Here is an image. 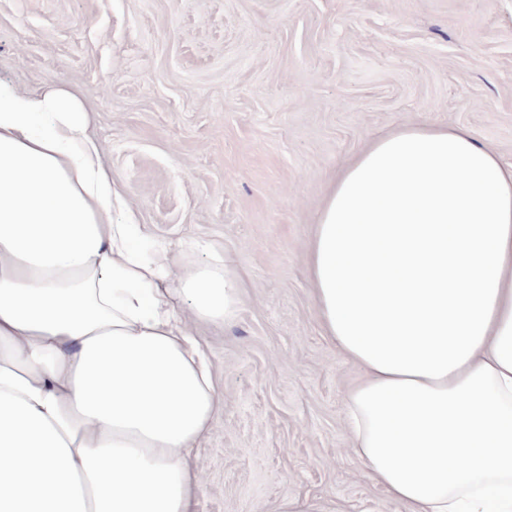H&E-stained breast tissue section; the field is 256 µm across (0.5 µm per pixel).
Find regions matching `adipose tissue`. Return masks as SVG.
Returning <instances> with one entry per match:
<instances>
[{"label":"adipose tissue","mask_w":512,"mask_h":512,"mask_svg":"<svg viewBox=\"0 0 512 512\" xmlns=\"http://www.w3.org/2000/svg\"><path fill=\"white\" fill-rule=\"evenodd\" d=\"M308 258L364 371V471L403 512H512V165L401 128L341 171ZM244 300L137 223L74 93L0 82V512H192L224 405L197 326Z\"/></svg>","instance_id":"1"}]
</instances>
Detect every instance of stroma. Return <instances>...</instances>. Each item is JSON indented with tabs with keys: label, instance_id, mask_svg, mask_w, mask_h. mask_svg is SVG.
Segmentation results:
<instances>
[{
	"label": "stroma",
	"instance_id": "35a3bbf8",
	"mask_svg": "<svg viewBox=\"0 0 512 512\" xmlns=\"http://www.w3.org/2000/svg\"><path fill=\"white\" fill-rule=\"evenodd\" d=\"M0 81L75 92L138 223L248 286L198 327L224 409L194 512H402L351 451L361 369L307 248L341 166L395 129L463 128L512 163V0H0Z\"/></svg>",
	"mask_w": 512,
	"mask_h": 512
}]
</instances>
